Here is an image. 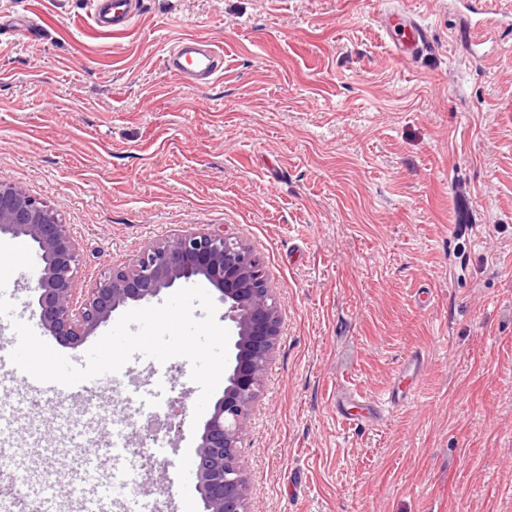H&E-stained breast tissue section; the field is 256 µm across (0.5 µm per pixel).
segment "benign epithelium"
Wrapping results in <instances>:
<instances>
[{"mask_svg": "<svg viewBox=\"0 0 512 512\" xmlns=\"http://www.w3.org/2000/svg\"><path fill=\"white\" fill-rule=\"evenodd\" d=\"M0 234L30 242L40 261L33 290L41 322L69 345L86 342L117 310L181 282H205L218 292L229 357L224 391L201 430L195 488L202 512H248L250 484L242 456L247 416L282 320L273 289L256 272L252 249L222 230L190 226L140 248L128 263L107 268L81 288L82 254L69 225L44 202L1 182Z\"/></svg>", "mask_w": 512, "mask_h": 512, "instance_id": "benign-epithelium-1", "label": "benign epithelium"}]
</instances>
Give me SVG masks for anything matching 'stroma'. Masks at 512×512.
Segmentation results:
<instances>
[{
	"mask_svg": "<svg viewBox=\"0 0 512 512\" xmlns=\"http://www.w3.org/2000/svg\"><path fill=\"white\" fill-rule=\"evenodd\" d=\"M464 3L415 0L431 46L403 64L381 20L399 0H142L117 34L89 0H0V182L69 224L85 280L192 224L263 268L282 323L243 442L249 512H512V33L465 61ZM185 35L223 50L213 83L165 71ZM416 351L410 403L337 417L338 392L382 397ZM166 367L187 418L157 481L118 449L112 512L201 510L172 485L195 469L200 388L188 359ZM0 415L53 512L113 484L111 427L78 403L7 380Z\"/></svg>",
	"mask_w": 512,
	"mask_h": 512,
	"instance_id": "35a3bbf8",
	"label": "stroma"
}]
</instances>
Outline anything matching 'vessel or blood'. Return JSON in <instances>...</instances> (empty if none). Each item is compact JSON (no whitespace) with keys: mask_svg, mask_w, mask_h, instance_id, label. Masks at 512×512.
<instances>
[{"mask_svg":"<svg viewBox=\"0 0 512 512\" xmlns=\"http://www.w3.org/2000/svg\"><path fill=\"white\" fill-rule=\"evenodd\" d=\"M140 0H90V18L95 29L119 32L127 29L138 14ZM385 35L393 56L405 63L415 61L430 44L429 29L417 14L400 8L384 14ZM501 22L488 6L473 8L465 13L458 30L459 41L466 57L473 61L483 60L490 52L487 34L500 27ZM167 72L179 78L188 87L209 85L224 69V56L215 45L202 37L185 35L175 39L162 57ZM424 367V357L415 352L402 363L393 384L385 397L368 400L353 394L336 397V413L354 425L378 420L391 408L412 400L419 376ZM105 383L97 377L74 386L57 383H38L37 389L74 402L84 398Z\"/></svg>","mask_w":512,"mask_h":512,"instance_id":"vessel-or-blood-1","label":"vessel or blood"}]
</instances>
